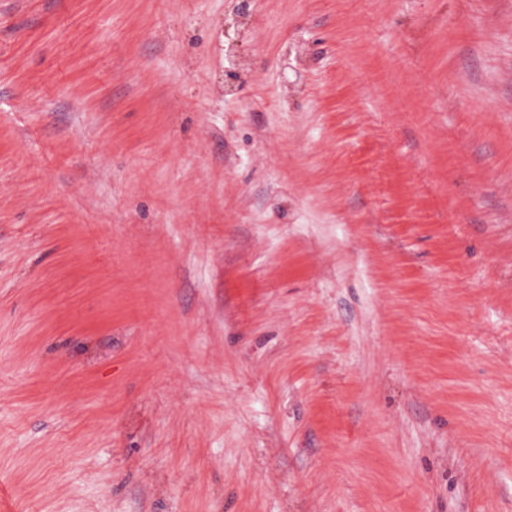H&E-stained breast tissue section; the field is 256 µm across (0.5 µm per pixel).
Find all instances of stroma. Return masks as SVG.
<instances>
[{
  "label": "stroma",
  "instance_id": "35a3bbf8",
  "mask_svg": "<svg viewBox=\"0 0 512 512\" xmlns=\"http://www.w3.org/2000/svg\"><path fill=\"white\" fill-rule=\"evenodd\" d=\"M237 4L0 0V512H512V0Z\"/></svg>",
  "mask_w": 512,
  "mask_h": 512
}]
</instances>
